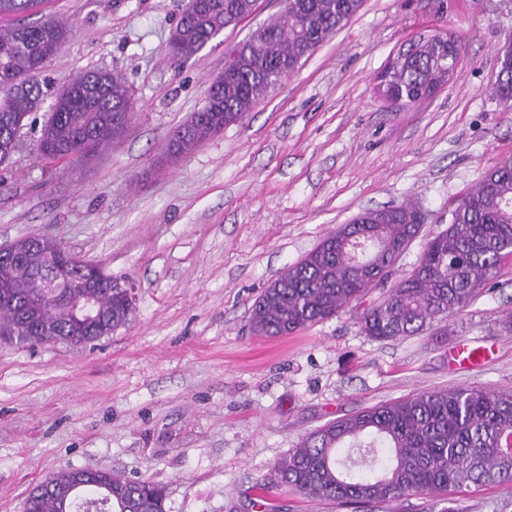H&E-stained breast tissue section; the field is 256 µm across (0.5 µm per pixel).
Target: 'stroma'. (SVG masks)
<instances>
[{"mask_svg":"<svg viewBox=\"0 0 512 512\" xmlns=\"http://www.w3.org/2000/svg\"><path fill=\"white\" fill-rule=\"evenodd\" d=\"M187 0H43L26 14L73 33L39 74L57 87L85 70L122 76L134 116L92 159L49 163L25 127L0 169V245L55 236L135 285V313L95 345L0 344V512L64 467L118 469L167 489V512H354L279 486L274 464L309 433L360 408L424 390H512V258L492 288L427 335L378 342L361 307L286 336H256L251 306L289 265L365 210L412 203L419 239L445 229L453 201L512 158V108L494 93L497 51L512 41V0H365L360 11L247 112L169 159L175 127L205 103L224 49L281 11L254 13L196 58L168 44ZM443 29L459 38L456 83L394 107L376 77L400 47ZM491 348L484 365L448 368L447 347ZM455 512H512V485L450 490Z\"/></svg>","mask_w":512,"mask_h":512,"instance_id":"obj_1","label":"stroma"}]
</instances>
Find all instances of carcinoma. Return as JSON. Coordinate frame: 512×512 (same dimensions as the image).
<instances>
[{
  "label": "carcinoma",
  "mask_w": 512,
  "mask_h": 512,
  "mask_svg": "<svg viewBox=\"0 0 512 512\" xmlns=\"http://www.w3.org/2000/svg\"><path fill=\"white\" fill-rule=\"evenodd\" d=\"M205 12H186L172 36L176 63L196 57L224 29L250 16L257 0H208ZM39 0H0V17L24 15ZM363 0H288L278 18L235 46L225 58L231 72L208 87L191 132L170 146L179 157L243 119L268 86L293 73L328 41ZM72 33L57 18L0 26V166L9 164L20 131L46 96L38 74ZM463 44L417 45L402 61L385 65L391 95L410 106L448 84ZM496 95L512 101V45L498 50ZM132 93L121 78L89 70L54 91L36 151L47 160L87 159L119 138L133 117ZM411 204L369 209L325 237L289 266L255 300L254 333L285 336L332 318L372 285H389L363 310L362 332L379 342L423 332L469 306L512 257V159L485 171L451 212L448 227L429 238L411 270L388 284L402 247L423 226ZM56 238L26 236L10 242L0 259V336L17 345L46 341L90 343L125 326L135 308L92 263L72 269L73 280L104 279L97 301L106 322L86 318L82 289L50 288ZM385 272L372 282L371 273ZM273 483L304 495L346 504L390 503L414 494L439 496L450 487L512 484V391L471 387L433 390L377 404L329 422L307 435L274 465ZM166 487L119 470L66 467L26 495L23 512H166Z\"/></svg>",
  "instance_id": "obj_1"
}]
</instances>
